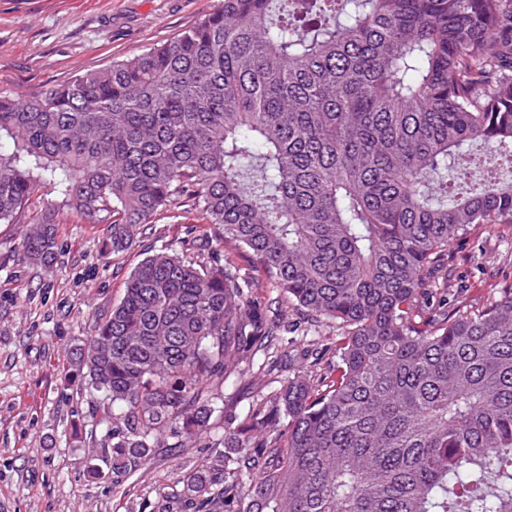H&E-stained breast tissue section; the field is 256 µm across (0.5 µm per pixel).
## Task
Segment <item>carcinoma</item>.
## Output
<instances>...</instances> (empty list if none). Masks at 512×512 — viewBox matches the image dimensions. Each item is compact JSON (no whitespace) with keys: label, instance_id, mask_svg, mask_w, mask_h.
I'll return each mask as SVG.
<instances>
[{"label":"carcinoma","instance_id":"cac0c4a2","mask_svg":"<svg viewBox=\"0 0 512 512\" xmlns=\"http://www.w3.org/2000/svg\"><path fill=\"white\" fill-rule=\"evenodd\" d=\"M474 144L512 165V0H220L108 69L0 94V223L43 183L59 198L27 260L53 264L59 205L112 225L114 253L188 202L214 229L206 262L145 257L80 353L91 476L220 429L149 512H512V284L417 320L450 244L512 224V180L457 191ZM290 304L338 360L211 421L238 356L288 352Z\"/></svg>","mask_w":512,"mask_h":512}]
</instances>
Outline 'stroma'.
Returning a JSON list of instances; mask_svg holds the SVG:
<instances>
[{
    "mask_svg": "<svg viewBox=\"0 0 512 512\" xmlns=\"http://www.w3.org/2000/svg\"><path fill=\"white\" fill-rule=\"evenodd\" d=\"M218 0H0V92L25 99L89 71L175 38L212 12ZM55 195L39 187L13 223H0V512H143L173 492L177 473L208 463L219 432L176 454L156 455L123 485L88 473L92 427L85 398L69 376L101 314L123 296L146 256L185 252L191 235L209 234L190 207L164 214L126 251L111 247V227L58 216L53 267L25 261L22 242L33 215ZM478 226L451 246L448 305L477 304L512 279V226L487 240ZM263 354L243 357L252 383L226 386L237 414L278 387L284 375L261 372Z\"/></svg>",
    "mask_w": 512,
    "mask_h": 512,
    "instance_id": "1",
    "label": "stroma"
}]
</instances>
